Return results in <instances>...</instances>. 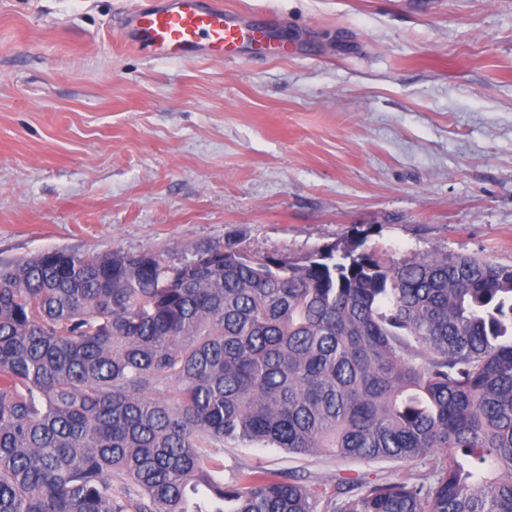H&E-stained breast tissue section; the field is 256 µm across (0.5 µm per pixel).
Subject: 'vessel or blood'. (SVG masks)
Masks as SVG:
<instances>
[{
  "instance_id": "1",
  "label": "vessel or blood",
  "mask_w": 512,
  "mask_h": 512,
  "mask_svg": "<svg viewBox=\"0 0 512 512\" xmlns=\"http://www.w3.org/2000/svg\"><path fill=\"white\" fill-rule=\"evenodd\" d=\"M274 24L271 18L242 24L225 10L221 0H151L130 14L123 40L148 57L232 60L244 44L274 45Z\"/></svg>"
}]
</instances>
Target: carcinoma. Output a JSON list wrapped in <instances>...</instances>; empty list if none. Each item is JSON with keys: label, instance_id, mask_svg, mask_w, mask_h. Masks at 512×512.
Listing matches in <instances>:
<instances>
[{"label": "carcinoma", "instance_id": "cac0c4a2", "mask_svg": "<svg viewBox=\"0 0 512 512\" xmlns=\"http://www.w3.org/2000/svg\"><path fill=\"white\" fill-rule=\"evenodd\" d=\"M512 265L231 246L0 266V512H512ZM436 456L314 493L224 442Z\"/></svg>", "mask_w": 512, "mask_h": 512}]
</instances>
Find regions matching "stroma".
<instances>
[{
  "mask_svg": "<svg viewBox=\"0 0 512 512\" xmlns=\"http://www.w3.org/2000/svg\"><path fill=\"white\" fill-rule=\"evenodd\" d=\"M146 2L0 0V265L358 237L388 263L512 265V0H223L288 47L227 62L127 49ZM223 461L317 489L436 466L233 441Z\"/></svg>",
  "mask_w": 512,
  "mask_h": 512,
  "instance_id": "stroma-1",
  "label": "stroma"
}]
</instances>
